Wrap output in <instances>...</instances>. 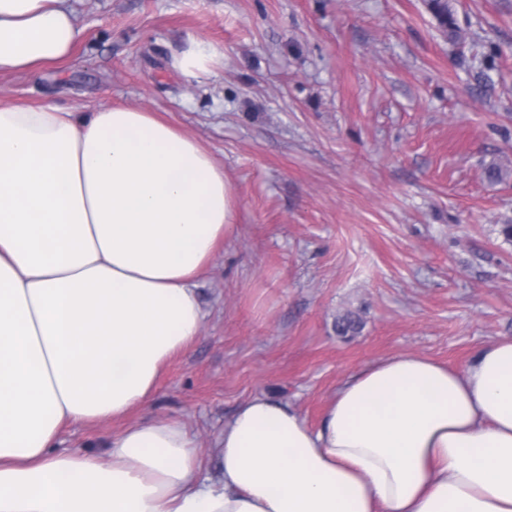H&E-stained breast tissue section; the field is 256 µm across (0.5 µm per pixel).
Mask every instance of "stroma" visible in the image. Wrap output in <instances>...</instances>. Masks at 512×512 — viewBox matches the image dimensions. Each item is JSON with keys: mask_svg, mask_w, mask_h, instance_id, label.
Here are the masks:
<instances>
[{"mask_svg": "<svg viewBox=\"0 0 512 512\" xmlns=\"http://www.w3.org/2000/svg\"><path fill=\"white\" fill-rule=\"evenodd\" d=\"M429 4L72 0V57L0 75L1 103L157 113L212 152L235 201L200 334L151 407L65 426L58 451H103L147 417L208 448L260 394L316 427L374 362L459 370L512 336V0H448L457 39ZM202 48L207 73L183 69ZM348 312L361 329L337 335Z\"/></svg>", "mask_w": 512, "mask_h": 512, "instance_id": "stroma-1", "label": "stroma"}]
</instances>
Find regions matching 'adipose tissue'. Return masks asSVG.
I'll list each match as a JSON object with an SVG mask.
<instances>
[{"instance_id":"1","label":"adipose tissue","mask_w":512,"mask_h":512,"mask_svg":"<svg viewBox=\"0 0 512 512\" xmlns=\"http://www.w3.org/2000/svg\"><path fill=\"white\" fill-rule=\"evenodd\" d=\"M78 37L68 0H0V74L65 61ZM234 232L223 167L154 113L0 104V512H512L507 336L460 370L369 365L315 429L251 397L210 450L215 478L174 418L56 451L65 425L150 404Z\"/></svg>"}]
</instances>
